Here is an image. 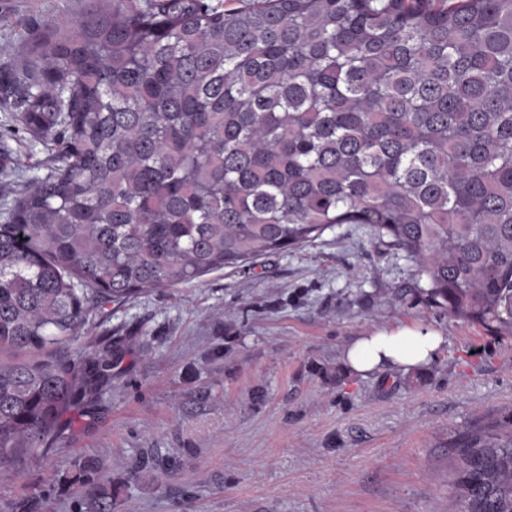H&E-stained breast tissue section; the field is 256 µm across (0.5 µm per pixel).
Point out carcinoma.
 Returning <instances> with one entry per match:
<instances>
[{"label": "carcinoma", "instance_id": "carcinoma-1", "mask_svg": "<svg viewBox=\"0 0 512 512\" xmlns=\"http://www.w3.org/2000/svg\"><path fill=\"white\" fill-rule=\"evenodd\" d=\"M29 54L0 86L54 158L0 224V477L111 384L120 344L60 354L92 306L333 224L512 336V0H112ZM457 451L454 512H512V415Z\"/></svg>", "mask_w": 512, "mask_h": 512}]
</instances>
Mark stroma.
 Wrapping results in <instances>:
<instances>
[{"instance_id": "stroma-1", "label": "stroma", "mask_w": 512, "mask_h": 512, "mask_svg": "<svg viewBox=\"0 0 512 512\" xmlns=\"http://www.w3.org/2000/svg\"><path fill=\"white\" fill-rule=\"evenodd\" d=\"M108 0H0V74ZM50 164L0 101V214ZM416 262L364 224L95 308L74 350L123 339L112 389L56 448L0 478V512H86L67 481L92 460L114 512H448V442L512 415V338L435 305ZM420 322L430 365L366 378L358 336Z\"/></svg>"}]
</instances>
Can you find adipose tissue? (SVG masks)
I'll return each mask as SVG.
<instances>
[{"label": "adipose tissue", "instance_id": "1", "mask_svg": "<svg viewBox=\"0 0 512 512\" xmlns=\"http://www.w3.org/2000/svg\"><path fill=\"white\" fill-rule=\"evenodd\" d=\"M444 344L440 332L422 324L377 329L356 338L342 359L351 373L366 378L384 367L408 370L427 366Z\"/></svg>", "mask_w": 512, "mask_h": 512}]
</instances>
